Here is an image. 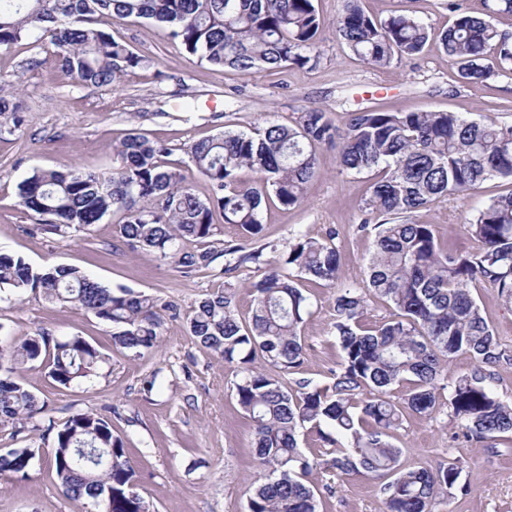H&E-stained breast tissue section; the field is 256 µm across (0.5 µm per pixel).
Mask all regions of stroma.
Returning a JSON list of instances; mask_svg holds the SVG:
<instances>
[{
    "instance_id": "obj_1",
    "label": "stroma",
    "mask_w": 512,
    "mask_h": 512,
    "mask_svg": "<svg viewBox=\"0 0 512 512\" xmlns=\"http://www.w3.org/2000/svg\"><path fill=\"white\" fill-rule=\"evenodd\" d=\"M325 22L321 55L313 66L253 70L241 74L189 56L167 40L162 28L148 20L102 18L101 28L158 66L113 87L87 88L61 73L58 49L51 43L32 48L20 42L0 52V76L18 88L23 123L0 126V251L23 257L35 267L72 266L103 285L152 294L173 304L177 316H165L158 347L133 354L117 345L113 328L85 311L27 294L24 300L0 302V346L39 331L56 337L79 335L109 361L85 388L55 383L42 368L15 371L60 421L77 411L112 408V431L127 444L138 490L155 512H245L249 485L262 473L252 448V426L237 403L233 381L237 365L224 362L197 345L183 319L207 294L233 285L236 312L250 317L246 284L255 271L243 268L224 275L223 261L188 271L146 251L128 249L105 216L86 230L59 234L38 231L36 215L17 204V185L37 168L109 170L116 148L138 129L165 142L170 163L190 169L187 145L230 128L250 131L267 120L289 121L309 106L328 109L337 124L366 106L399 112H456L468 118L494 117L512 123V73L501 72L486 85L461 83L436 45L419 56L385 69L356 59L336 39L334 23L341 0H314ZM164 72L157 80L156 72ZM317 176L303 202L284 208L264 206L263 242L284 251L295 232L314 238L337 229L342 280L361 281L372 250L370 236L358 232L360 200L370 176L341 170L336 148L317 150ZM512 191V180L486 182L478 196L463 202L441 199L415 213L416 221L433 225L440 244L460 251L472 241L463 226L483 200ZM312 316L303 336L306 357L295 373L285 376L288 388L308 381L332 384L340 361L333 335L335 288L304 283ZM157 376L160 385L146 390ZM455 424L447 411L435 418L410 417L392 442L403 460L429 468L464 456L462 473L471 493L443 499L436 512H512V440L494 447L454 440ZM38 433L10 440L0 433V449L32 445ZM320 495V512H381L384 479L337 476L320 466L309 476ZM0 512H79L78 503L58 488L47 453L39 452L25 477L0 476Z\"/></svg>"
}]
</instances>
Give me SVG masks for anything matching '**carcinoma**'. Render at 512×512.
Instances as JSON below:
<instances>
[{"label":"carcinoma","mask_w":512,"mask_h":512,"mask_svg":"<svg viewBox=\"0 0 512 512\" xmlns=\"http://www.w3.org/2000/svg\"><path fill=\"white\" fill-rule=\"evenodd\" d=\"M476 16L455 0L453 24L439 35L408 9L384 20L365 13L361 0H342L336 18L341 45L369 66L384 68L415 56L436 38L460 82L482 85L492 76L483 64L492 53L512 63V33L487 17L512 16V0H483ZM148 19L191 56L210 65L249 73L262 67L304 68L319 57L323 20L314 0H0V50L31 37L49 39L60 52L58 69L84 87L116 84L154 65L97 26L100 16ZM19 103L0 91V118L19 127ZM339 144L341 166L375 173L359 203L358 230L374 232L363 286L339 289L333 328L342 353L331 387L300 384L292 394L282 375L298 369L306 354L302 329L312 314L298 282L333 286L339 282L338 232L324 239L295 234L288 250L268 257L257 245L266 202L295 207L318 173L316 147ZM171 149L145 133L132 132L118 146L107 172L36 169L18 184L17 204L42 217L40 230L81 231L107 214L117 217L118 235L133 250L148 251L188 271L208 268L212 249L184 251L179 241L206 242L224 223L239 230L241 242L227 243L223 273L251 264V320L240 322L231 287L201 299L186 315L188 334L228 363L238 364L233 383L241 409L253 426L254 450L268 473L255 480L247 512H318L313 488L303 482L326 464L338 476H390L383 512H434L437 499L469 488L461 482L464 461L455 458L435 470L408 467L390 438L405 417L432 418L443 391L448 415L464 439L482 443L512 436V403L491 386L493 368L512 358L473 294L495 288L512 302V191L492 197L466 221L474 243L460 253L438 243L433 225L414 213L440 198L466 200L493 178L512 179V125L495 119L469 120L456 112H391L368 106L349 114L339 128L324 108H305L290 124L270 123L252 133L226 130L186 147L193 170L210 186L209 198L193 192L187 171L163 164ZM247 169L250 183L239 177ZM380 222L371 224L375 218ZM50 303L69 305L112 324L113 339L137 353L161 339L158 298L127 288L112 290L76 267L34 268L23 258L0 252V293L20 299L27 291ZM384 300L391 318L367 329L362 317L367 295ZM261 354L270 371L250 368ZM466 355L464 375H447V364ZM45 366L63 386L98 376L108 358L81 336L57 338L44 331L0 349V364ZM404 386L403 401L388 399ZM336 445V455L319 462L299 447L305 426ZM10 436L39 432L51 438L50 455L63 495L97 512L112 494V512H150V503L129 496L135 471L124 439L101 412H77L57 423L45 402L22 383L0 377V431ZM331 429L332 433L325 432ZM346 444H341V441ZM37 449L0 454V474L25 476Z\"/></svg>","instance_id":"carcinoma-1"}]
</instances>
